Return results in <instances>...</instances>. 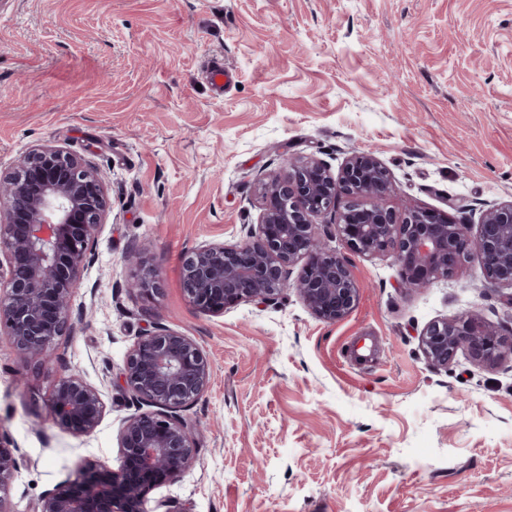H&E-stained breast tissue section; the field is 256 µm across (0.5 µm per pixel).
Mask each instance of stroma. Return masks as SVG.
<instances>
[{
  "instance_id": "1",
  "label": "stroma",
  "mask_w": 512,
  "mask_h": 512,
  "mask_svg": "<svg viewBox=\"0 0 512 512\" xmlns=\"http://www.w3.org/2000/svg\"><path fill=\"white\" fill-rule=\"evenodd\" d=\"M215 61L238 75L220 97ZM44 145L84 157L110 208L55 365L26 367L0 336V425L20 460L7 512L85 462L117 465L134 409L116 377L159 325L194 338L212 378L182 413L195 461L148 512H512V358L437 369L418 341L465 313L512 332L477 256L414 290L392 254L352 257L359 301L334 324L291 287L221 316L181 289L185 252L241 240L259 179L289 157L336 170L374 153L385 206L459 224L512 200V0H0V172ZM144 265L150 299L128 287ZM71 371L105 404L89 435L47 406Z\"/></svg>"
}]
</instances>
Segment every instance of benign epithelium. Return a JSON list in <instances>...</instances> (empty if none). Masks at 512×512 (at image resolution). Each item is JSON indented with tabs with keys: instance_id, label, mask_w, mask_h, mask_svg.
<instances>
[{
	"instance_id": "1",
	"label": "benign epithelium",
	"mask_w": 512,
	"mask_h": 512,
	"mask_svg": "<svg viewBox=\"0 0 512 512\" xmlns=\"http://www.w3.org/2000/svg\"><path fill=\"white\" fill-rule=\"evenodd\" d=\"M390 183L388 169L369 152L351 154L336 174L317 158L287 160L260 182L259 221L243 240L202 243L184 256L185 295L214 316L242 302H274L301 261L294 287L304 304L324 322L344 319L360 287L347 257L317 232L314 219L328 215L348 252L393 254L404 289L448 278L473 251L488 283L512 305V200L483 210L472 235L470 225L441 211L384 206ZM107 208L96 172L72 152L43 147L0 174V335L35 370L50 365L56 341L70 331L71 291ZM130 287L153 297L160 290L156 270L141 268ZM419 347L438 369L460 350L486 366L512 356V339L477 314L433 321L420 332ZM210 379V362L192 337L163 326L136 337L120 383L137 413L119 431L118 466L85 463L75 485L44 494L35 512H145L146 496L194 462V432L179 411L203 395ZM48 407L56 425L84 435L96 430L105 410L99 391L77 374L56 380ZM12 447L0 428V491L18 466Z\"/></svg>"
}]
</instances>
